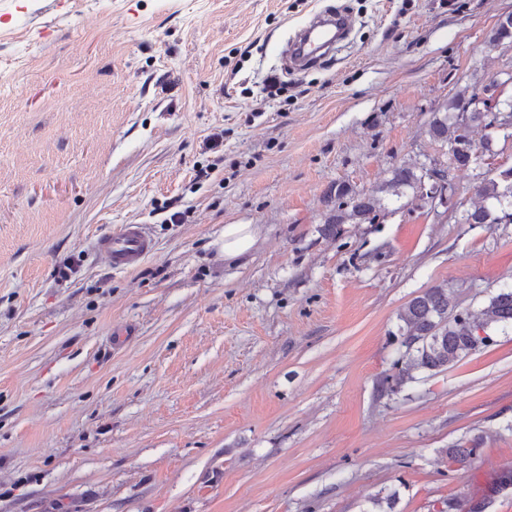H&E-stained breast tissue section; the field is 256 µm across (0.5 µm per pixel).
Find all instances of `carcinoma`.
<instances>
[{"label":"carcinoma","instance_id":"carcinoma-1","mask_svg":"<svg viewBox=\"0 0 512 512\" xmlns=\"http://www.w3.org/2000/svg\"><path fill=\"white\" fill-rule=\"evenodd\" d=\"M500 115L499 125L493 126L485 104L476 100V93H457L442 110L433 113L428 125V135L434 143L446 149L448 162L436 163L441 171L468 167L486 154H492L495 136L501 130H512V96L496 105ZM427 171L424 165L400 166L379 192L401 197L405 190L416 191L425 184ZM500 177L511 180L508 193L500 191L499 181L489 178L480 183L477 192L486 204L474 209L459 211V224H512V168ZM336 210L329 216L327 225L372 224L382 209L381 198L373 194L356 193L343 185H336ZM404 326L401 345L405 352L402 366L395 377L401 382L413 370L442 371L455 365L481 346L492 342L496 329L512 328V289L502 288L492 296L488 305L471 320V312L461 310L453 293L446 288H429L413 298L400 314ZM448 455L458 470L468 471L481 455V449L450 448ZM512 489V468L497 474L487 487V496L493 497Z\"/></svg>","mask_w":512,"mask_h":512}]
</instances>
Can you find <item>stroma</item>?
Wrapping results in <instances>:
<instances>
[{
    "label": "stroma",
    "mask_w": 512,
    "mask_h": 512,
    "mask_svg": "<svg viewBox=\"0 0 512 512\" xmlns=\"http://www.w3.org/2000/svg\"><path fill=\"white\" fill-rule=\"evenodd\" d=\"M353 26L318 65L314 12ZM512 0H0V512H443L512 467V331L383 396L399 315L512 285V224L444 220L512 138L372 224L328 230L441 158L427 129L512 69ZM180 223H170L174 212ZM142 224L133 270L94 248ZM228 224L257 241L225 261ZM70 268L59 278L61 268ZM131 334L120 347L114 328ZM479 441L471 470L448 448ZM351 26L350 18L343 13H316L299 30L290 51L291 64L302 68L321 58L320 42L330 33L340 37ZM427 171L424 165L400 166L393 170V175L377 192H387L391 196L400 198L406 189L416 191L425 184ZM336 210L332 209L326 224L329 227L338 224H372L382 209L381 198L373 194L356 193L344 185H336Z\"/></svg>",
    "instance_id": "35a3bbf8"
}]
</instances>
